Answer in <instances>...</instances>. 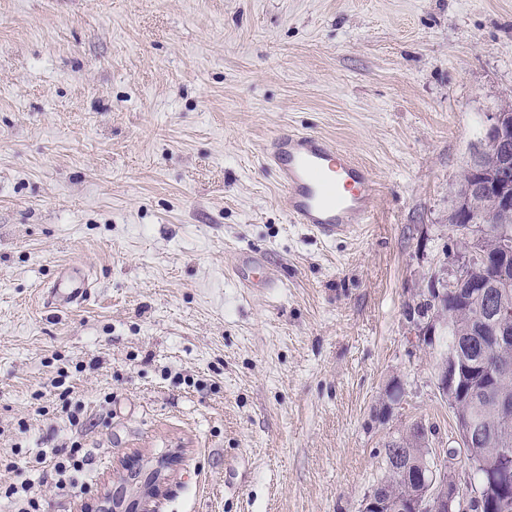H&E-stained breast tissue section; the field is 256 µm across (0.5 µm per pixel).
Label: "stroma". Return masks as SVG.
I'll return each instance as SVG.
<instances>
[{"label":"stroma","instance_id":"1","mask_svg":"<svg viewBox=\"0 0 512 512\" xmlns=\"http://www.w3.org/2000/svg\"><path fill=\"white\" fill-rule=\"evenodd\" d=\"M511 104L512 0H0V512L23 482L99 512L113 473L167 458L157 512H359L416 421L467 487L406 310ZM283 132L367 166L371 224L291 222L264 161ZM243 251L274 287L237 282ZM69 265L92 294L55 313ZM76 442L63 493L37 459Z\"/></svg>","mask_w":512,"mask_h":512}]
</instances>
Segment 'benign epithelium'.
<instances>
[{"label": "benign epithelium", "instance_id": "benign-epithelium-1", "mask_svg": "<svg viewBox=\"0 0 512 512\" xmlns=\"http://www.w3.org/2000/svg\"><path fill=\"white\" fill-rule=\"evenodd\" d=\"M512 153V113L503 110L490 117L483 135V148L471 163L473 180L458 192L455 199V210L452 222L465 224L471 231H487L488 225L478 223L483 214V204L490 201L495 211L512 213V184L507 182L509 165L507 156ZM468 262L464 259L451 257L448 259V275L435 277L431 286L444 280L460 291L465 288H483L485 282L474 280L466 272ZM504 330L493 337V344L507 347L512 344V302L501 297L492 302ZM457 367L443 366L434 372L435 387L448 399V403L457 405ZM484 422L470 414L458 417V432L461 445L470 446L474 437L484 430ZM473 472L489 483L504 478L512 470V447L498 445L491 455H476L471 462ZM166 463L156 465L155 473L145 485L143 491L133 499H127L117 492L105 498L111 504L108 512H153L150 503L161 493L165 477ZM425 492L406 505L397 507L398 512H472L476 501L470 496L460 493L453 476L446 470L431 466L426 475L422 476Z\"/></svg>", "mask_w": 512, "mask_h": 512}]
</instances>
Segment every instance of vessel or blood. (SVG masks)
<instances>
[{
	"label": "vessel or blood",
	"instance_id": "obj_1",
	"mask_svg": "<svg viewBox=\"0 0 512 512\" xmlns=\"http://www.w3.org/2000/svg\"><path fill=\"white\" fill-rule=\"evenodd\" d=\"M268 159L283 188V203L294 223L307 225L326 240L357 232L370 223L376 184L368 168L347 151L310 133L276 135L267 149ZM239 281L246 288H270L275 281L262 274L260 258L244 254ZM91 294L87 276L64 272L51 300L66 308Z\"/></svg>",
	"mask_w": 512,
	"mask_h": 512
}]
</instances>
